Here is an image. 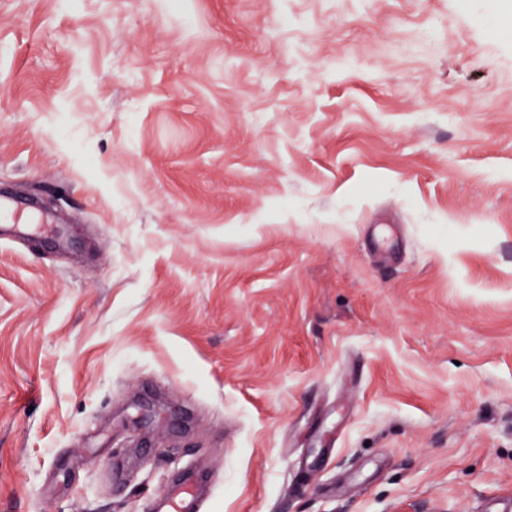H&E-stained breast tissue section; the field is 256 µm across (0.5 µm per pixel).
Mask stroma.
<instances>
[{
  "label": "stroma",
  "instance_id": "35a3bbf8",
  "mask_svg": "<svg viewBox=\"0 0 512 512\" xmlns=\"http://www.w3.org/2000/svg\"><path fill=\"white\" fill-rule=\"evenodd\" d=\"M0 512L512 501V0H0ZM0 240L32 235V225L41 223L29 206L15 198L0 196ZM160 512H200L202 500L197 492L196 482L186 479L155 496Z\"/></svg>",
  "mask_w": 512,
  "mask_h": 512
}]
</instances>
